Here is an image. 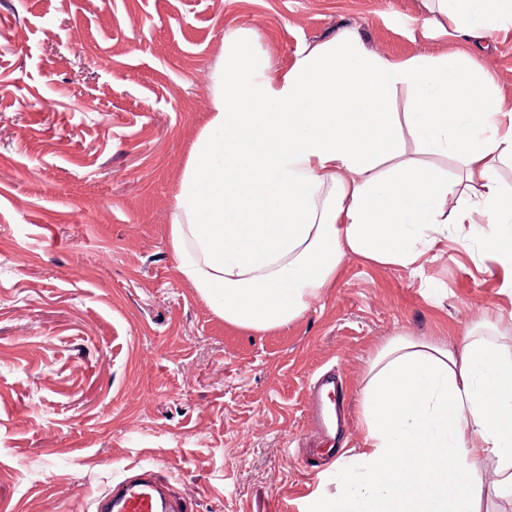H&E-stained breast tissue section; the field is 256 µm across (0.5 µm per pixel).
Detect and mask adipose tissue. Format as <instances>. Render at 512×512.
I'll return each instance as SVG.
<instances>
[{
    "label": "adipose tissue",
    "instance_id": "adipose-tissue-1",
    "mask_svg": "<svg viewBox=\"0 0 512 512\" xmlns=\"http://www.w3.org/2000/svg\"><path fill=\"white\" fill-rule=\"evenodd\" d=\"M477 57L392 60L357 34L276 69L230 41L213 117L176 195L171 244L182 278L225 323L267 332L336 280L346 253L421 270L457 224L512 269V102L483 58L512 27V0H435ZM411 92L392 112L393 91ZM452 156L463 176L407 155L406 140ZM469 201L449 205L453 194ZM472 325L455 345L399 333L379 345L361 389L362 446L337 458L336 491L302 512H485L483 461L512 497V349Z\"/></svg>",
    "mask_w": 512,
    "mask_h": 512
}]
</instances>
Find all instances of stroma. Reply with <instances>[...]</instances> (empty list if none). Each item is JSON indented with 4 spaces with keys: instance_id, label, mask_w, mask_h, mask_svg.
Wrapping results in <instances>:
<instances>
[{
    "instance_id": "stroma-1",
    "label": "stroma",
    "mask_w": 512,
    "mask_h": 512,
    "mask_svg": "<svg viewBox=\"0 0 512 512\" xmlns=\"http://www.w3.org/2000/svg\"><path fill=\"white\" fill-rule=\"evenodd\" d=\"M344 31L396 60L472 50L432 0H0V512H93L142 469L189 512H301L361 444L379 344L512 318L473 224L419 275L346 254L332 288L262 334L179 275L175 196L225 40L285 70ZM329 370L349 421L313 462L308 394Z\"/></svg>"
}]
</instances>
